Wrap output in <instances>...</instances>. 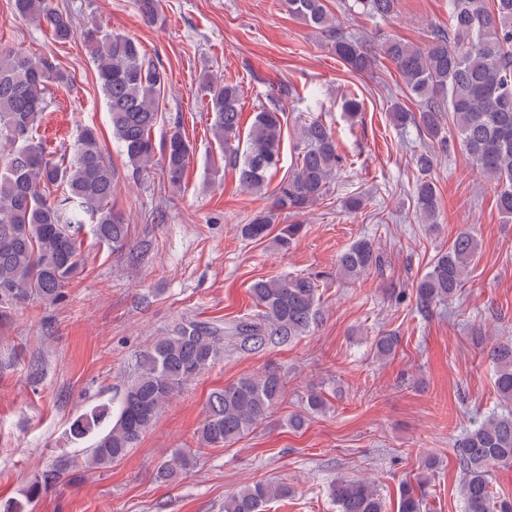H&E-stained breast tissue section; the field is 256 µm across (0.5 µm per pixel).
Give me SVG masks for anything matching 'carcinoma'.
<instances>
[{
    "label": "carcinoma",
    "mask_w": 512,
    "mask_h": 512,
    "mask_svg": "<svg viewBox=\"0 0 512 512\" xmlns=\"http://www.w3.org/2000/svg\"><path fill=\"white\" fill-rule=\"evenodd\" d=\"M288 13L320 29L332 42L343 65L355 73H371L382 57L395 67L405 95L417 103L412 112L396 104L391 117L399 126L415 125L423 147L414 154L418 176L413 186L415 213L423 224H439V197L432 172L439 156L459 147L477 173L493 184L499 212L512 217V0H448V29L432 26L424 41L414 44L393 37L367 43L343 31L325 0H285ZM15 14L50 29L61 43L76 35L70 17L51 0H13ZM397 0H352L354 13L390 18ZM91 49L97 82L104 97L112 137L138 175L154 162L151 131L159 117L167 73L134 38L97 25L81 32ZM210 94L212 133L234 170L239 185L262 195L268 174L280 162L285 112L272 100L256 112L240 148V85L202 78ZM69 76L55 60L21 49L0 47V317L40 301L54 305L62 288L83 267L84 225L114 250L123 248L128 225L113 210L118 174L91 127L81 129L68 152L59 157L46 150L40 135L47 96ZM296 154L288 175L275 190L270 209L255 212L241 227L242 236L260 241L269 236L281 250L289 249L301 224H276L278 212L300 215L329 193L331 181L344 165L336 134L318 119L298 125ZM163 175L181 187L191 148L180 132L164 146ZM477 251L472 229L463 226L448 248L439 251L429 270L416 282L420 308L429 310L451 301L464 287ZM384 259L367 238L349 245L338 257L336 272L356 278L382 268ZM256 313L231 328L183 318L136 360L117 403L102 404L80 414L71 426L76 439L93 436L85 463L105 469L121 461L155 422L162 408L183 386L206 372L224 355V340L244 352L292 343L308 335L324 318L317 279L295 275L258 279L250 286ZM393 334L374 338L376 356L395 355ZM494 384L504 404L512 402V340L487 352ZM284 394L279 370L268 366L213 392L198 428L203 447L234 443L261 424ZM198 453L177 451L157 471L172 482L197 465ZM460 493L464 512H512V498L493 491L494 473L512 464V410L494 414L467 430L456 443ZM61 463L33 481L23 499L0 504V512H29L41 492L61 480ZM427 473L417 484L399 489L398 512H424ZM291 493L281 482L263 481L224 498V512H264L267 505ZM338 512H387L380 491L366 479L338 477L328 486Z\"/></svg>",
    "instance_id": "carcinoma-1"
}]
</instances>
